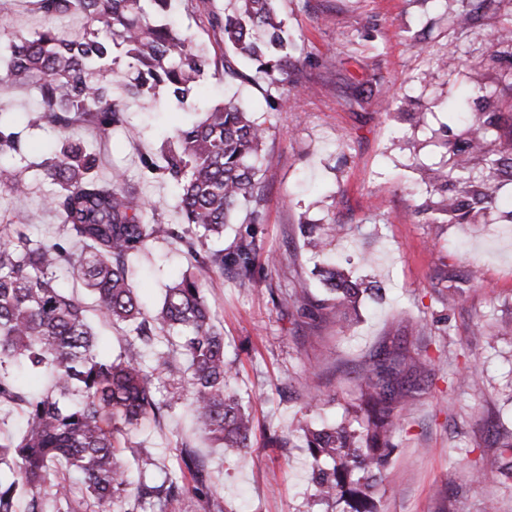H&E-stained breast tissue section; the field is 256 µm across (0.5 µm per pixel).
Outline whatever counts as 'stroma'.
<instances>
[{
	"label": "stroma",
	"mask_w": 512,
	"mask_h": 512,
	"mask_svg": "<svg viewBox=\"0 0 512 512\" xmlns=\"http://www.w3.org/2000/svg\"><path fill=\"white\" fill-rule=\"evenodd\" d=\"M282 8L297 40L296 99L272 112L255 84L228 85L220 75L201 83L210 102H249L270 125L265 219L227 225L224 244L256 233L278 263L250 282L227 271L206 283L225 356L238 371L234 387L255 420L250 446L240 454L210 447L184 400L162 419L132 429L140 460L130 479L176 472V446L186 442L202 458V477L225 512H322L305 449L278 448L270 438L288 436L315 392L331 399L323 418L340 420L364 361L390 351L428 361L431 370L392 436L394 451L375 489L379 512H482L490 498L500 512H512V478L495 474L499 442L512 435V331L501 329L512 322V181L500 182L480 223L444 224L434 209L441 194L419 185L417 169L447 161L465 130L457 111L491 113L501 131L512 128L511 108L468 91L474 69L488 90L512 84V52L489 59L493 32L512 19V0H282ZM223 9L224 0H208L203 9L174 0L182 29L216 57L226 52L224 36L209 26L207 13ZM462 11L471 14L464 25L456 19ZM449 53L455 66L440 68L438 58ZM385 98L404 105L381 110ZM35 99L31 88L0 91V106L23 123L36 158L62 137L39 121ZM127 106L120 133L103 141L88 130L84 138L100 155L103 174L120 170L126 184L154 200L155 220L179 223L173 185L144 161L158 157L164 138L188 120V109L161 90ZM51 191L38 177L21 198L0 188V225L22 221L33 238H63L62 224L42 205ZM305 224L350 230L333 252L372 289L348 324L272 300L299 288L316 300L327 296L303 246ZM190 261L186 247L161 236L129 258L144 308L157 309L165 283ZM60 286L82 299L100 353L118 354L126 327L102 318L80 282L67 278ZM465 373L477 375L480 391L462 382ZM478 470L490 479L474 482Z\"/></svg>",
	"instance_id": "1"
}]
</instances>
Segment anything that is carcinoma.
<instances>
[{"instance_id": "1", "label": "carcinoma", "mask_w": 512, "mask_h": 512, "mask_svg": "<svg viewBox=\"0 0 512 512\" xmlns=\"http://www.w3.org/2000/svg\"><path fill=\"white\" fill-rule=\"evenodd\" d=\"M172 0H35L44 24L30 35L0 31L9 51L0 86L27 85L39 96L40 117L62 135L61 145L35 164L55 186L44 199L63 224L66 241L37 240L28 225L11 224L0 236V402L23 405L25 428L0 442V512H110L116 501L132 504L126 512H182L188 494L205 501L209 512H224L200 477L188 486L186 474L202 461L184 449L180 475L167 473L160 483L126 475V436L150 416L156 418L177 400L161 402L154 380L160 369L181 374L196 423L217 448L249 447L253 419L243 397L232 390L236 377L224 356V336L214 322L205 278L230 269L243 282L263 271L262 245L256 234L240 237L228 249L211 241L224 237L236 215L243 223L264 220L262 168L269 126L238 100L199 104L201 118L176 131L162 144L161 173L178 192L181 222L149 224L148 203L135 188L123 185L120 172L100 176V158L83 131L108 136L127 124L125 100L141 99L162 88L169 99L185 104L198 99L197 84L218 62L169 18ZM279 0H226L224 13H211L210 24L224 33L232 56L224 57V80L252 76L237 61L251 64L265 83L272 110L297 93L292 75L299 60ZM69 16L85 20L77 31L56 22ZM133 77L114 93L119 57ZM464 137L452 149L450 166L420 168L421 181L437 189L453 180L456 194L435 202L446 224H477L495 201L503 168L512 169V138L487 149L498 137L495 117L466 119ZM30 146L4 122L0 110V187L15 195L31 183L6 162L27 160ZM308 251L325 256L326 235L316 224L302 225ZM161 235L184 244L194 272L166 288L154 313L138 305L128 274L130 255L146 250ZM82 244L73 253L67 242ZM62 264L82 280L102 317L128 327L127 345L116 357L97 351L96 335L83 302L62 291L56 271ZM320 276L329 296L320 307L341 323L355 309L362 283L327 261ZM167 341L162 363L147 364L146 350L158 338ZM27 367L47 376L48 387L28 396L16 384L13 369ZM380 362L366 363L356 397L339 423L304 420L296 427L301 447L313 462L314 496L327 506L338 501L345 512H377L368 490L374 487L402 423L406 398Z\"/></svg>"}]
</instances>
